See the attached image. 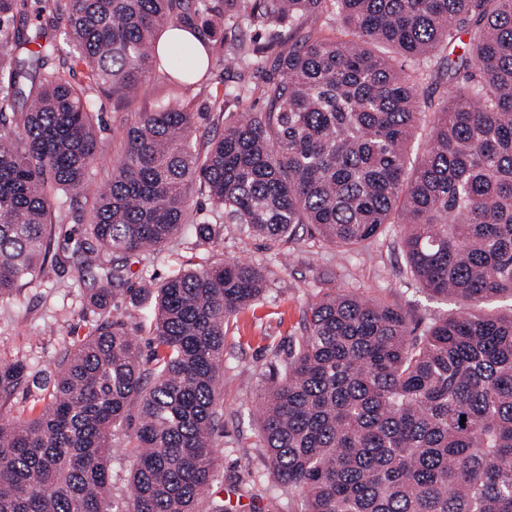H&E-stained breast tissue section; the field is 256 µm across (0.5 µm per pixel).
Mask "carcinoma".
<instances>
[{"instance_id":"obj_1","label":"carcinoma","mask_w":512,"mask_h":512,"mask_svg":"<svg viewBox=\"0 0 512 512\" xmlns=\"http://www.w3.org/2000/svg\"><path fill=\"white\" fill-rule=\"evenodd\" d=\"M35 4L68 50L40 22L16 26L28 0H0V299L67 265L85 279L95 244L112 259L86 295V336L67 347L48 398H34L46 405L0 412V512H227L209 496L224 326L264 292L262 268L227 260L166 278L146 360L112 315L124 259L159 257L186 224L213 241L215 220L271 241L308 224L348 248L400 224L423 290L468 303L422 326L345 291L310 306L283 373L257 395L268 466L299 492L300 512H512V304L491 308L512 301V0ZM329 11L349 37L277 41ZM221 27L233 35L224 68L278 71L266 108L230 112L252 89L225 88L211 105L224 128L199 146L198 113L176 92L137 113L112 176L89 193L101 143L73 66L128 102L160 68L176 86L200 81ZM170 29L192 39L163 59L156 42ZM22 44L35 45L27 59L15 56ZM63 52L71 65L55 64ZM423 112L434 114L429 144L412 162ZM60 192L69 228L56 223ZM25 380L23 362L0 366V408ZM133 403L132 494L112 500V436Z\"/></svg>"}]
</instances>
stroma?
I'll use <instances>...</instances> for the list:
<instances>
[{"instance_id": "1", "label": "stroma", "mask_w": 512, "mask_h": 512, "mask_svg": "<svg viewBox=\"0 0 512 512\" xmlns=\"http://www.w3.org/2000/svg\"><path fill=\"white\" fill-rule=\"evenodd\" d=\"M210 49L207 80L187 94L193 111L200 114L193 133L200 142L220 131L209 111L213 94L237 79L236 73L224 71L228 44L214 41ZM72 80L85 88L93 103L103 148L93 172L103 181L112 174L124 147L125 129L136 113L151 111L169 99L173 87L163 72H155L143 82L136 99L126 104L91 83L83 66L74 68ZM401 233L398 225H385L361 250L351 251L326 243L305 228L299 229L293 240L274 242L230 223L222 225L216 242L199 245L187 226L159 258L129 259L125 291L118 296L113 313L142 339L150 334L153 309L150 300L139 296V289L154 288L167 277L199 264L239 259L264 269L265 296L241 310L225 329L220 389L224 427L215 435L218 478L210 492L224 501L229 512H258L273 496L284 502L283 512L300 508L299 494L280 485L266 465L255 398L272 370L284 365L313 302L340 289L382 299L407 311L417 323L459 311L460 302L428 296L407 272L396 248ZM85 294L76 270L69 266L50 280L23 285L12 297L0 299V363L24 361L32 378L6 404L7 412L27 411L31 400L41 394L37 378L53 373L64 349L86 335L91 317ZM137 422V411L129 410L124 427L112 438L111 490L117 498L128 497L131 491L132 460L125 446L134 436Z\"/></svg>"}]
</instances>
